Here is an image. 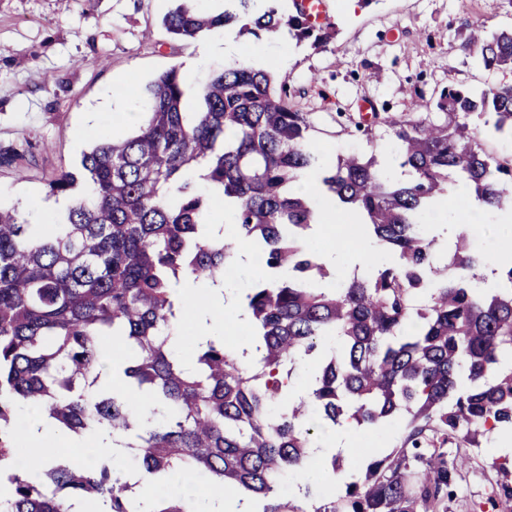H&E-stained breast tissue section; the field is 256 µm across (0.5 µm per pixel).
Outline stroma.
I'll return each instance as SVG.
<instances>
[{
	"label": "stroma",
	"instance_id": "1",
	"mask_svg": "<svg viewBox=\"0 0 512 512\" xmlns=\"http://www.w3.org/2000/svg\"><path fill=\"white\" fill-rule=\"evenodd\" d=\"M324 17L336 30L314 48L285 36H241L257 45L266 67L288 88L294 110L308 113L312 138L348 153L367 146L354 128L359 104L378 112L409 115L413 102L436 103L451 85L512 84V70L488 74L460 51L463 20L488 29L512 27V0H357L352 13L341 0H323ZM172 0H0V204H21L35 224L53 211L46 179L72 169L80 153L119 124L112 110L116 89L124 107L139 112L144 86L154 75L178 68L195 92L222 57L200 50V38L176 39L162 24ZM448 512H512L496 507L500 477L489 449H468Z\"/></svg>",
	"mask_w": 512,
	"mask_h": 512
}]
</instances>
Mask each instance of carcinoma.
<instances>
[{"label":"carcinoma","mask_w":512,"mask_h":512,"mask_svg":"<svg viewBox=\"0 0 512 512\" xmlns=\"http://www.w3.org/2000/svg\"><path fill=\"white\" fill-rule=\"evenodd\" d=\"M163 24L179 38L231 25L256 37L285 28L315 47L333 32L299 11L283 16L276 0L261 13L253 0H225L216 14L181 0ZM464 26L465 58L512 69V29ZM145 98L133 132L82 151L79 172L49 176L52 195L87 183L53 223L32 224L0 204V508L70 512L92 500L106 512H139L107 461L83 469L62 456L40 470L18 467L27 449L13 420L33 406L75 438L95 428L134 436L126 447L154 481L153 512H188L171 482L184 472L265 500L260 512H288L272 498L281 475L310 458L316 429L353 423L380 433L403 421L389 453L371 450L358 468L331 463L326 478L344 491L341 506L314 512H447L465 461L448 459V441L478 448L480 437L512 430V260L486 292L467 283L482 260L462 241L435 265L427 202L461 181L481 205L512 206V150L488 149L512 140V85L450 87L434 112L357 122L393 140L405 182L373 152L326 157L308 114L263 67L213 73L192 112L175 67ZM308 172L323 204L355 215L347 234L373 238L392 262L322 286L328 248L312 233L316 202L288 191ZM224 200L234 206L229 236L214 230ZM236 240L254 245L262 265L234 286L258 354L245 362L220 339L190 351L187 371L168 346L182 283L224 278ZM110 336L128 351L124 376L159 403L139 418L128 398L91 390ZM312 362L305 395L286 401L298 368ZM502 471L497 496L509 503L512 471Z\"/></svg>","instance_id":"carcinoma-1"}]
</instances>
